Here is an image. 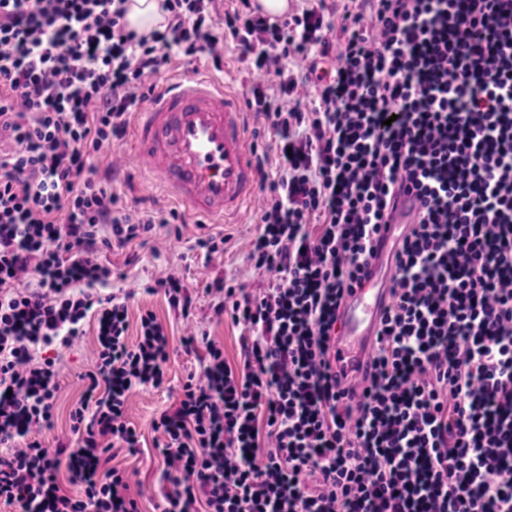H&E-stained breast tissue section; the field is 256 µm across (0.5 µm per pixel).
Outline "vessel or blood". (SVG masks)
Listing matches in <instances>:
<instances>
[{
	"label": "vessel or blood",
	"mask_w": 512,
	"mask_h": 512,
	"mask_svg": "<svg viewBox=\"0 0 512 512\" xmlns=\"http://www.w3.org/2000/svg\"><path fill=\"white\" fill-rule=\"evenodd\" d=\"M251 114L243 93L202 69L156 83L133 123L128 146L111 149L114 170H136L182 207L186 233L202 224H233L260 201L250 144ZM421 203L400 199L391 234L416 222ZM389 301L383 288H358L341 308L335 349L339 362H365Z\"/></svg>",
	"instance_id": "b4317fda"
}]
</instances>
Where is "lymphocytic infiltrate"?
Masks as SVG:
<instances>
[{
	"label": "lymphocytic infiltrate",
	"instance_id": "1",
	"mask_svg": "<svg viewBox=\"0 0 512 512\" xmlns=\"http://www.w3.org/2000/svg\"><path fill=\"white\" fill-rule=\"evenodd\" d=\"M126 2L0 0V503L140 512L111 461L139 451L129 397L164 384L169 336L148 312L129 339L128 296L98 293L101 254L180 215L120 206L96 161L147 77L176 58L222 69L230 43L274 141L247 253L267 281L205 287L242 329L239 358L184 338L205 357L152 425L161 512H512V0H305L279 20L162 0L147 36ZM411 190L422 210L359 375L331 357L340 306ZM89 323L97 360L50 448L54 352Z\"/></svg>",
	"mask_w": 512,
	"mask_h": 512
}]
</instances>
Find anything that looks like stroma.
I'll return each instance as SVG.
<instances>
[{"instance_id": "obj_1", "label": "stroma", "mask_w": 512, "mask_h": 512, "mask_svg": "<svg viewBox=\"0 0 512 512\" xmlns=\"http://www.w3.org/2000/svg\"><path fill=\"white\" fill-rule=\"evenodd\" d=\"M114 191L121 204L135 210L171 208L168 199L154 193L134 174L118 178ZM255 226L252 217H245L237 224H213L207 226V233L226 235L223 255L212 261H205L199 251L193 250L192 240L162 237L149 240L147 244H133L124 249H112L103 255L104 262L110 263L115 278L113 288L129 289L139 283H151L167 273L177 272L194 288L193 308L197 324L206 329L224 344V357L236 361L240 348L241 330L231 321L215 322L211 319L210 299L202 291L203 286L217 278L248 282L259 287L262 282L246 260L248 240ZM152 311L168 329L170 339V360L167 364V382L158 389L134 390L125 420L136 429L142 444L140 454L119 453L114 466L125 470L142 492L141 512H155L158 491L153 483L160 475V461L155 455L156 434L152 422L159 414L171 407L180 392L187 374L201 366V356L188 353L182 347L188 323L178 312L171 309L163 295L140 294L129 303L130 338H137L140 331V316ZM96 350V337L86 332L73 347L61 352V390L55 414V427L42 435L46 444H53L56 437L68 433L71 408L79 400L82 387L77 378L79 372L89 368Z\"/></svg>"}]
</instances>
